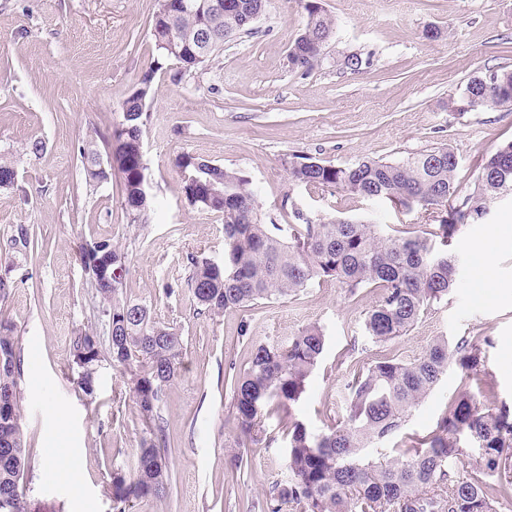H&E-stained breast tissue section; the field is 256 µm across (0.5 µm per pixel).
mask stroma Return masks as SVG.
<instances>
[{
	"label": "stroma",
	"mask_w": 512,
	"mask_h": 512,
	"mask_svg": "<svg viewBox=\"0 0 512 512\" xmlns=\"http://www.w3.org/2000/svg\"><path fill=\"white\" fill-rule=\"evenodd\" d=\"M322 3L335 33L309 72L288 61L306 22L300 0H272L254 34L225 43L218 62L181 82L172 79L173 65L156 72L142 136L151 219L133 224L121 206L120 176L87 186L77 147L119 123L123 101L155 57L150 21L157 0H0V155L17 171L15 187L0 189V231L29 224L41 243L0 301L21 350L22 426L32 452L23 490L36 512H112L106 485L141 438L129 373L102 362L90 399L68 369L75 334L95 326V294L79 261L83 239L121 245L129 259L126 295L151 304L183 338L182 372L160 404L172 485L148 512H267L286 458L279 418H263L269 442L237 448L225 383L252 343L322 326L324 353L304 399L292 407L313 430L327 416H342L345 385L379 353L364 328L377 301L371 288L352 295L328 281L251 310L198 311L186 286L188 259L223 258L224 219L187 204L178 156L244 173L263 218L280 224L293 223L297 208L313 219L355 217L387 233L417 232L432 221L423 211L293 183L286 160L397 161L446 144L466 187L478 159L512 141V104L464 114L448 109L474 76L512 70V0ZM433 28L438 38H428ZM351 53L369 65L346 69ZM37 139L45 145L39 156L28 150ZM489 238L487 262L475 246ZM451 249L456 288L388 350L409 361L438 336H486L485 372L468 383L449 366L413 408L410 434L433 430L465 387L485 405L512 407V200L491 204L483 223L460 227ZM58 448L69 451L80 483L50 472L47 459ZM239 454L248 460L240 474L233 468Z\"/></svg>",
	"instance_id": "obj_1"
}]
</instances>
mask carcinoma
I'll list each match as a JSON object with an SVG mask.
<instances>
[{"label":"carcinoma","mask_w":512,"mask_h":512,"mask_svg":"<svg viewBox=\"0 0 512 512\" xmlns=\"http://www.w3.org/2000/svg\"><path fill=\"white\" fill-rule=\"evenodd\" d=\"M216 13L215 0H158L151 35L157 60L139 77L122 103V120L112 128V166L99 169L94 138L78 147L86 184L96 186L117 170L123 183L122 206L133 224L149 223L145 190L147 165L143 127L150 119L147 101L156 71L177 66L174 79L207 66L224 44L252 31L249 15H263L270 0H231ZM307 15L293 40L289 63L312 70L334 33L335 23L321 0H300ZM512 103V71L471 79L448 104L457 112L494 109ZM188 205L224 216V257L188 258L187 288L193 302L216 315L227 309L251 310L334 280L350 294L378 290L367 312L366 337L385 348L404 335L421 315L455 287L457 265L449 250L458 227L479 224L495 199L512 194V142L481 159L473 186L457 181L459 160L448 146L413 153L397 162L364 158L336 166L313 157L286 162L291 181L333 188L358 197L385 198L402 210L449 208L448 217L426 225L420 235L385 233L374 224L347 219L313 221L292 209L295 224L264 222L250 180L221 164L183 154L175 159ZM38 247L29 224H14L0 236V269L16 272ZM79 259L96 280L100 311L110 323L108 344L98 331L74 336L69 370L82 393L94 397L99 363L130 372L132 394L142 421L138 448L125 468L112 470L107 488L113 512L148 505L168 486L165 426L159 412L165 388L182 368L179 331L154 317L144 301L124 296L128 256L110 239L91 238ZM122 275L111 276L115 269ZM15 325L0 317V512H35L22 490L28 465L21 425V354ZM486 336L456 343L435 339L420 358L404 362L380 354L359 368L345 392L344 413L321 431L302 421L281 419L288 454L282 478L266 503L268 512L293 504L299 512H502L512 505V409L491 408L468 390L447 406L437 427L405 437L399 457L390 459L379 444L401 432L412 409L457 364L466 377L482 372ZM323 329L312 325L285 341L251 344L243 367L228 374L231 408L242 444L265 439L263 411L289 410L305 393L306 382L324 351Z\"/></svg>","instance_id":"obj_1"}]
</instances>
